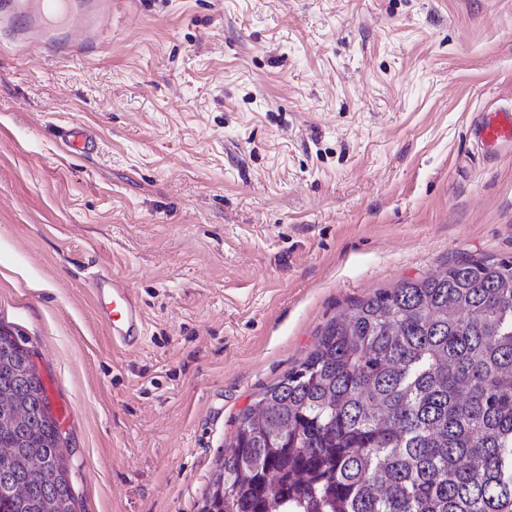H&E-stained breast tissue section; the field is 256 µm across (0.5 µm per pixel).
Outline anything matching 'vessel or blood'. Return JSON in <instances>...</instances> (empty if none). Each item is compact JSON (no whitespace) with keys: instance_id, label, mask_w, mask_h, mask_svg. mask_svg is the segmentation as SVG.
<instances>
[{"instance_id":"obj_1","label":"vessel or blood","mask_w":512,"mask_h":512,"mask_svg":"<svg viewBox=\"0 0 512 512\" xmlns=\"http://www.w3.org/2000/svg\"><path fill=\"white\" fill-rule=\"evenodd\" d=\"M113 0H0V32L18 51L33 47L45 57L61 58L73 49L91 57L103 45V23L112 15ZM471 134L477 146L493 154L512 146V106L481 113ZM61 139L75 156L98 154L101 143L80 125L63 129ZM91 295L114 348H138L145 337V315L126 280L115 273L95 276Z\"/></svg>"}]
</instances>
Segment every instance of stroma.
<instances>
[{
	"instance_id": "35a3bbf8",
	"label": "stroma",
	"mask_w": 512,
	"mask_h": 512,
	"mask_svg": "<svg viewBox=\"0 0 512 512\" xmlns=\"http://www.w3.org/2000/svg\"><path fill=\"white\" fill-rule=\"evenodd\" d=\"M91 58L0 55V333L76 512H204L241 413L350 305L512 258V0H125ZM103 150L69 155L60 126ZM146 318L117 351L91 275ZM471 134L476 145L488 154L512 146V106L482 112L473 124Z\"/></svg>"
}]
</instances>
